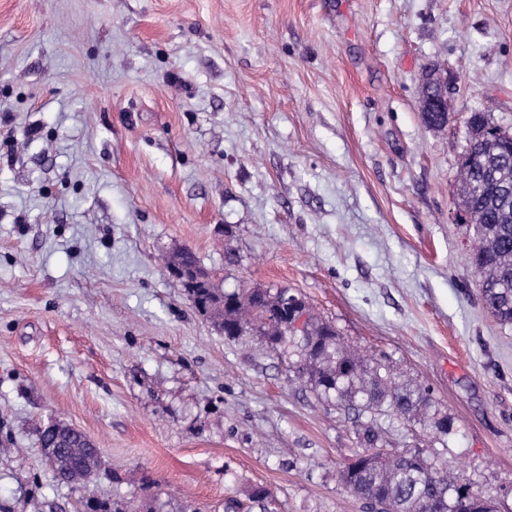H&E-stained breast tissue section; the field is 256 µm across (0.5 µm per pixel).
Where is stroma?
<instances>
[{
  "mask_svg": "<svg viewBox=\"0 0 512 512\" xmlns=\"http://www.w3.org/2000/svg\"><path fill=\"white\" fill-rule=\"evenodd\" d=\"M473 112L512 131V0H0V512L84 496L36 445L51 419L131 505L261 512L262 487L276 512H364L338 479L355 408L225 340L164 266L185 247L428 388L447 440L382 416L381 446L445 449L512 512V326L456 195Z\"/></svg>",
  "mask_w": 512,
  "mask_h": 512,
  "instance_id": "1",
  "label": "stroma"
}]
</instances>
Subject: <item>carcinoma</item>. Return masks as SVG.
Segmentation results:
<instances>
[{"label": "carcinoma", "mask_w": 512, "mask_h": 512, "mask_svg": "<svg viewBox=\"0 0 512 512\" xmlns=\"http://www.w3.org/2000/svg\"><path fill=\"white\" fill-rule=\"evenodd\" d=\"M423 100L445 96L444 83L431 77L421 88ZM472 128L482 133L458 171L459 206L473 229L468 259L478 275L481 299L503 325H512V138L500 126L490 129L483 112L469 115ZM195 309L209 318L231 341L250 339L268 349L298 350L292 367L306 376L318 394L342 401L360 398L358 436L362 450L356 468L340 469L339 480L364 504L367 512H497L496 504L475 492L469 481L448 468V461L434 448H407L392 457L378 446L376 417L407 420L422 418L423 426L445 436L426 417L432 397L426 389H411L392 374L370 370L341 340L328 322L307 319L303 332L289 327L290 316L268 317L264 309L288 293L281 288H242L223 291L214 283L183 282ZM39 445L46 463L60 483L98 486L107 472L103 457L87 447V438L76 428L39 430ZM80 512H130L127 506L104 493L92 492L81 501Z\"/></svg>", "instance_id": "1"}]
</instances>
